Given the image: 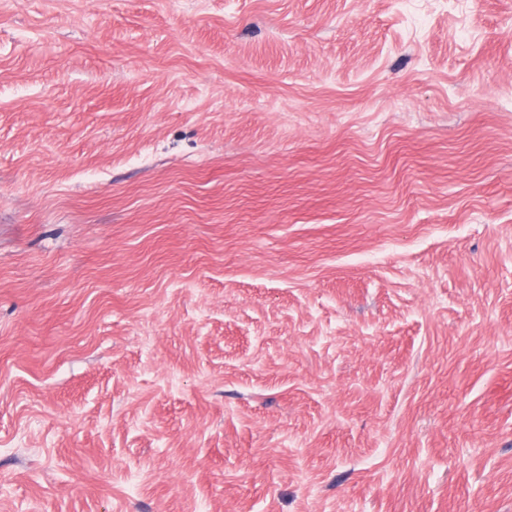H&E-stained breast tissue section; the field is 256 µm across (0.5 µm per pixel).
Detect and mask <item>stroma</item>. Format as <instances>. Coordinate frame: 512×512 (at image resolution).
Instances as JSON below:
<instances>
[{
  "label": "stroma",
  "mask_w": 512,
  "mask_h": 512,
  "mask_svg": "<svg viewBox=\"0 0 512 512\" xmlns=\"http://www.w3.org/2000/svg\"><path fill=\"white\" fill-rule=\"evenodd\" d=\"M0 512H512V0H0Z\"/></svg>",
  "instance_id": "obj_1"
}]
</instances>
